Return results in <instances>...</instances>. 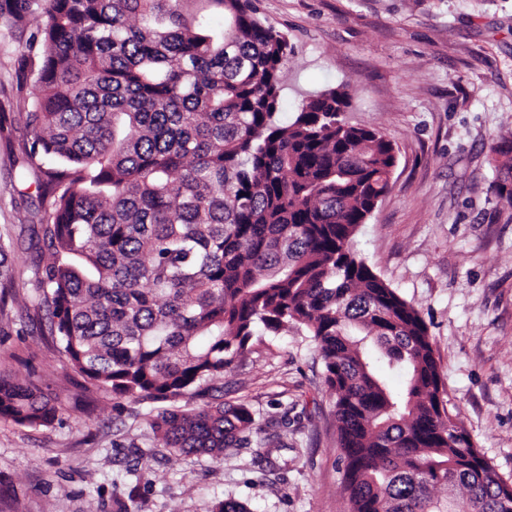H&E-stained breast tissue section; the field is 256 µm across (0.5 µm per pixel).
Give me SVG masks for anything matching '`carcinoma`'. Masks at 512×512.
I'll list each match as a JSON object with an SVG mask.
<instances>
[{
    "instance_id": "carcinoma-1",
    "label": "carcinoma",
    "mask_w": 512,
    "mask_h": 512,
    "mask_svg": "<svg viewBox=\"0 0 512 512\" xmlns=\"http://www.w3.org/2000/svg\"><path fill=\"white\" fill-rule=\"evenodd\" d=\"M34 0L0 7L20 25ZM44 52L29 153L50 162V257L37 270L69 365L135 401L192 400L258 329L303 330L336 392L352 512H512L477 452L419 312L348 248L389 187L395 148L341 114L344 89L277 119L289 47L254 0H40ZM494 189L512 206V138ZM0 245V293L13 276ZM406 371L389 387L375 363ZM32 382L0 381V416L47 427ZM244 404L150 418L161 447L224 455L250 443ZM447 489L444 499L432 489Z\"/></svg>"
}]
</instances>
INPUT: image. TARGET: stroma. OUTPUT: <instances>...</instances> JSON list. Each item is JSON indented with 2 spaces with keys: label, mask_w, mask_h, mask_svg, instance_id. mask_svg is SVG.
Listing matches in <instances>:
<instances>
[{
  "label": "stroma",
  "mask_w": 512,
  "mask_h": 512,
  "mask_svg": "<svg viewBox=\"0 0 512 512\" xmlns=\"http://www.w3.org/2000/svg\"><path fill=\"white\" fill-rule=\"evenodd\" d=\"M292 51L278 118L348 87L351 125L397 154L390 190L350 250L412 304L433 340L449 409L512 483V206L494 149L512 134V0H256ZM41 17L0 20V243L14 286L0 303V379L32 381L51 426L0 416V512H351L336 395L303 331L259 332L224 372L223 400L254 414L253 445L223 458L160 448L135 402L75 372L49 331L33 271L49 253L42 174L23 153L42 59Z\"/></svg>",
  "instance_id": "1"
}]
</instances>
